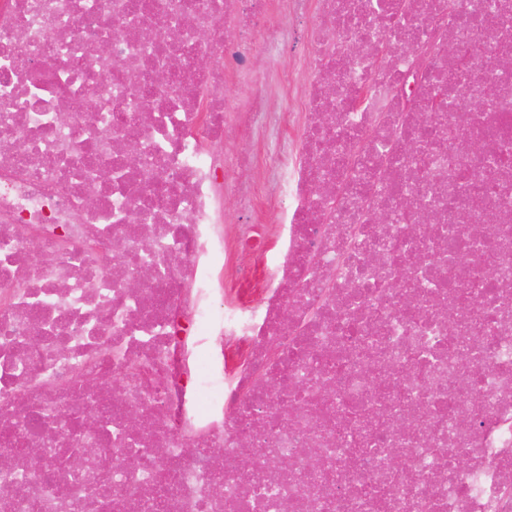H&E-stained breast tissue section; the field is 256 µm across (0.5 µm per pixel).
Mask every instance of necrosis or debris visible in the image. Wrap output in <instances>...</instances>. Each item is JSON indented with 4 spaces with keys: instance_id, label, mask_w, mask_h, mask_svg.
Wrapping results in <instances>:
<instances>
[{
    "instance_id": "necrosis-or-debris-1",
    "label": "necrosis or debris",
    "mask_w": 512,
    "mask_h": 512,
    "mask_svg": "<svg viewBox=\"0 0 512 512\" xmlns=\"http://www.w3.org/2000/svg\"><path fill=\"white\" fill-rule=\"evenodd\" d=\"M0 512H512V0H0ZM308 66V61L300 53L275 52L259 60L258 68L268 75L271 93L274 98L273 109L280 114L288 107L294 119H301L302 97L296 91L293 74L298 69ZM291 111V112H289Z\"/></svg>"
}]
</instances>
